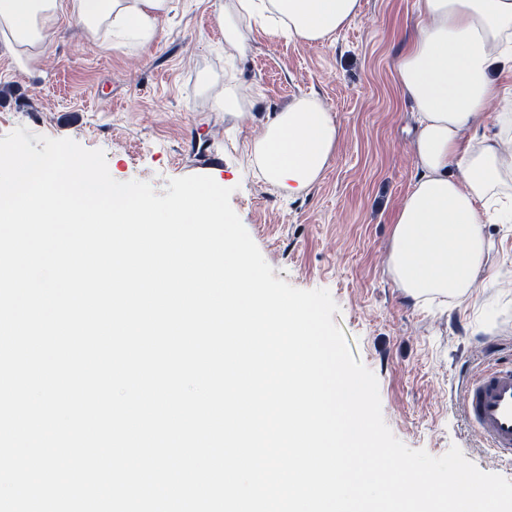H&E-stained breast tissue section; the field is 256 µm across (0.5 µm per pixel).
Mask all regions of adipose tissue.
<instances>
[{
	"label": "adipose tissue",
	"mask_w": 512,
	"mask_h": 512,
	"mask_svg": "<svg viewBox=\"0 0 512 512\" xmlns=\"http://www.w3.org/2000/svg\"><path fill=\"white\" fill-rule=\"evenodd\" d=\"M422 22L401 55L395 81L413 105L411 151L417 176L400 204L387 272L415 302L465 299L488 263L489 213L512 216V157L504 130L512 113L487 116L512 78V0H420ZM170 0H0V38L18 58L42 54L61 18L91 36L151 42ZM360 0H228L218 23L239 54L249 43L243 18L274 21L289 39L331 40L354 18ZM495 130L480 133L485 120ZM342 130L317 97L304 95L268 113L250 148L261 178L289 197L319 182Z\"/></svg>",
	"instance_id": "1"
}]
</instances>
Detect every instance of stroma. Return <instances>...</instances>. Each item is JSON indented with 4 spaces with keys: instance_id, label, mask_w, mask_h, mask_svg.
Returning a JSON list of instances; mask_svg holds the SVG:
<instances>
[{
    "instance_id": "obj_1",
    "label": "stroma",
    "mask_w": 512,
    "mask_h": 512,
    "mask_svg": "<svg viewBox=\"0 0 512 512\" xmlns=\"http://www.w3.org/2000/svg\"><path fill=\"white\" fill-rule=\"evenodd\" d=\"M221 0H172L164 34L147 45L93 39L73 22L21 65L0 42V136L19 127L103 150L117 181L211 176L272 266L302 290L328 289L332 319L376 376L384 420L401 442L439 457L459 447L480 470L512 480L462 409V382L512 355V222L485 225L492 281L447 306L414 304L386 271L394 216L417 176L411 104L395 82L414 37L417 0H361L333 40L308 45L249 32L248 55L224 52ZM233 95L239 115L221 107ZM312 95L343 136L322 179L288 198L248 166L267 113Z\"/></svg>"
}]
</instances>
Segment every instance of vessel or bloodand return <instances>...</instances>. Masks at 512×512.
<instances>
[{
  "label": "vessel or blood",
  "mask_w": 512,
  "mask_h": 512,
  "mask_svg": "<svg viewBox=\"0 0 512 512\" xmlns=\"http://www.w3.org/2000/svg\"><path fill=\"white\" fill-rule=\"evenodd\" d=\"M463 407L489 448L511 461L512 362L493 361L466 379Z\"/></svg>",
  "instance_id": "1"
}]
</instances>
